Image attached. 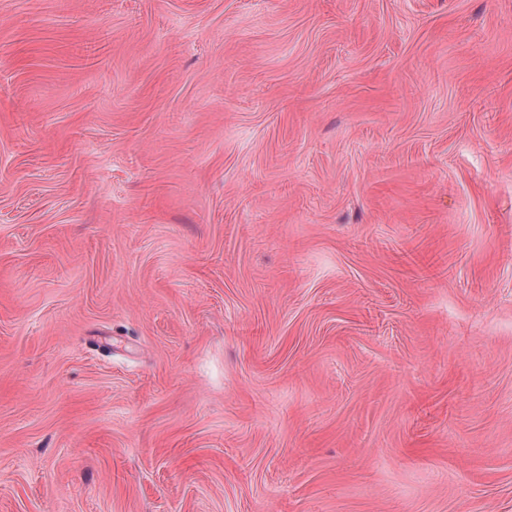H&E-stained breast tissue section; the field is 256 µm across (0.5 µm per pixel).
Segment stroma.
<instances>
[{"label": "stroma", "mask_w": 512, "mask_h": 512, "mask_svg": "<svg viewBox=\"0 0 512 512\" xmlns=\"http://www.w3.org/2000/svg\"><path fill=\"white\" fill-rule=\"evenodd\" d=\"M0 512H512V0H0Z\"/></svg>", "instance_id": "stroma-1"}]
</instances>
